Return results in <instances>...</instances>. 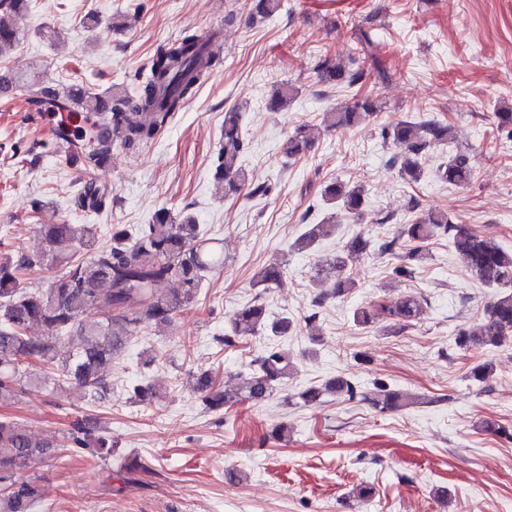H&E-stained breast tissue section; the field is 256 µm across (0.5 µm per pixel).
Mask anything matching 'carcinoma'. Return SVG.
Segmentation results:
<instances>
[{"label":"carcinoma","instance_id":"cac0c4a2","mask_svg":"<svg viewBox=\"0 0 512 512\" xmlns=\"http://www.w3.org/2000/svg\"><path fill=\"white\" fill-rule=\"evenodd\" d=\"M24 0H0V55L17 43L18 31L6 23L4 16L20 9ZM212 36L186 29L174 41L161 46L155 53L149 73L133 98L112 99L111 112L100 109L107 94L80 88L78 96L72 86L56 88L50 100L69 111L83 116L84 124L77 129L73 146L76 155L92 167L106 165L110 158L102 128L111 126L112 141L128 149L137 148L154 139L189 98L207 72L221 64L220 56L208 50ZM321 82L352 88L367 76L376 74L381 81L391 78L390 72L376 57H370L369 69L347 70L329 60L316 65ZM381 111L379 103L366 96H353L345 107L324 113L326 129L349 128L361 118ZM243 115L237 108L224 112V142L215 160L217 180L224 182V194L239 193L247 178L241 158L248 150L243 135ZM452 128L446 120L430 119L418 122L400 121L381 128L383 140L405 146V153L388 160L389 166L417 182L421 178L420 157L435 144H446ZM312 144L308 127H297L284 144L288 158L307 152ZM473 167L470 155L456 152L440 165L439 178L450 185H462L471 179ZM322 199L331 209L330 216L314 224L297 241L309 247L336 229V213L358 221L362 218L364 187L360 184L332 183L324 189ZM108 203V193L95 182L85 184L78 195V208L101 211ZM39 231L48 243L49 251L34 258L17 261L0 257V403L16 399L22 393V369L27 362H39L57 367L79 388L96 399L107 391L103 372L112 363L123 341L136 335L151 323L172 321L173 316L196 298L209 273L224 266V254L210 246L200 225L191 216L176 218L166 208L159 209L150 224H139L127 230L112 225L110 239L96 244V230L86 225L41 224ZM400 236L409 243L403 264L393 268L396 276H410L427 259L429 240L444 236L457 248L466 267L487 288H497L486 303L480 322L458 331L457 348L492 350L512 342V251L474 233L465 224H456L446 213L432 212L428 218L406 224ZM367 247L362 237L353 239L344 252L330 264L334 283L330 293H322L315 305L331 297L349 294L354 282L343 276L346 267ZM89 256L84 258L81 251ZM49 261L55 272L48 287L28 291L22 286V273ZM282 278L278 262L269 264L258 276L256 284L265 289L277 287ZM174 282L178 290L163 292L164 285ZM424 308L416 296L386 304L375 301L354 313L359 325L381 321L398 322L404 326L421 318ZM43 327L46 335L32 336V325ZM286 320L267 322L265 305L255 300L244 307L234 322L232 335L224 344L233 345L261 331L278 337L288 329ZM78 339L79 350L60 358L57 341ZM294 369L287 352L272 346L263 349L251 364L243 386L242 400L260 402L271 396L278 383ZM204 403L211 409L224 407L229 399L215 389L212 380L200 377ZM375 392L368 397L348 380L339 377L324 388L309 387L298 393V399L308 404L324 394H335L347 400L362 398L381 412L398 410L407 405V397L389 388L384 382L374 383ZM48 444L32 438L19 424L0 422V512H31L40 497L36 480L21 477L19 470L28 463L43 458Z\"/></svg>","mask_w":512,"mask_h":512}]
</instances>
